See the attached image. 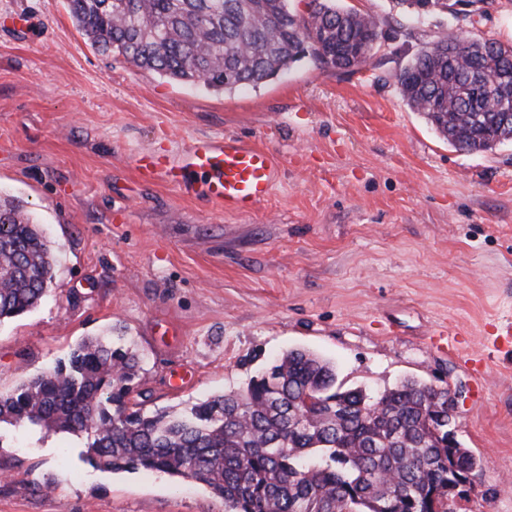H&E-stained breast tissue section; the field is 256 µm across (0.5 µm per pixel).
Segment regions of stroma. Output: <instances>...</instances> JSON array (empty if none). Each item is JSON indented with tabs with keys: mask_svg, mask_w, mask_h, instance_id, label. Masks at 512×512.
Wrapping results in <instances>:
<instances>
[{
	"mask_svg": "<svg viewBox=\"0 0 512 512\" xmlns=\"http://www.w3.org/2000/svg\"><path fill=\"white\" fill-rule=\"evenodd\" d=\"M340 3L380 22L361 70L307 57L216 93L100 54L66 0H0V194L58 246L41 303L0 323V392L114 327L144 355L149 411L242 390L305 349L372 395L462 388L457 436L481 465L453 508L512 512V142L455 149L401 97L396 73L455 34L451 17ZM214 135L280 162L255 211L138 179L137 153ZM444 326L460 357L434 344ZM1 472L0 512H224L191 480L92 467L67 433L0 432Z\"/></svg>",
	"mask_w": 512,
	"mask_h": 512,
	"instance_id": "obj_1",
	"label": "stroma"
}]
</instances>
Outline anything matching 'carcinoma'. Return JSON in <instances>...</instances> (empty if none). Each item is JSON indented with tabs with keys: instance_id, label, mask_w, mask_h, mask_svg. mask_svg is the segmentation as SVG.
I'll return each mask as SVG.
<instances>
[{
	"instance_id": "cac0c4a2",
	"label": "carcinoma",
	"mask_w": 512,
	"mask_h": 512,
	"mask_svg": "<svg viewBox=\"0 0 512 512\" xmlns=\"http://www.w3.org/2000/svg\"><path fill=\"white\" fill-rule=\"evenodd\" d=\"M417 15L455 14L454 0H395ZM457 32L424 44L395 74L402 99L449 145L488 151L512 140L495 121L512 85V42ZM77 28L100 53L121 56L172 82L232 92L256 88L307 56L338 70L367 64L380 38L375 16L308 0H67ZM56 248L20 202L0 197V323L35 308L54 273ZM139 354L99 336L51 369L0 393V428L23 426L84 440L93 466L191 479L225 512H452L448 483L480 467L448 443L446 398L409 379L373 401L336 385L329 362L291 350L241 393L148 414L137 401Z\"/></svg>"
}]
</instances>
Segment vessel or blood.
I'll use <instances>...</instances> for the list:
<instances>
[{"label": "vessel or blood", "instance_id": "vessel-or-blood-1", "mask_svg": "<svg viewBox=\"0 0 512 512\" xmlns=\"http://www.w3.org/2000/svg\"><path fill=\"white\" fill-rule=\"evenodd\" d=\"M134 166L142 181L167 180L234 214L254 211L280 179L273 154L234 136L199 138L175 155L142 152Z\"/></svg>", "mask_w": 512, "mask_h": 512}]
</instances>
